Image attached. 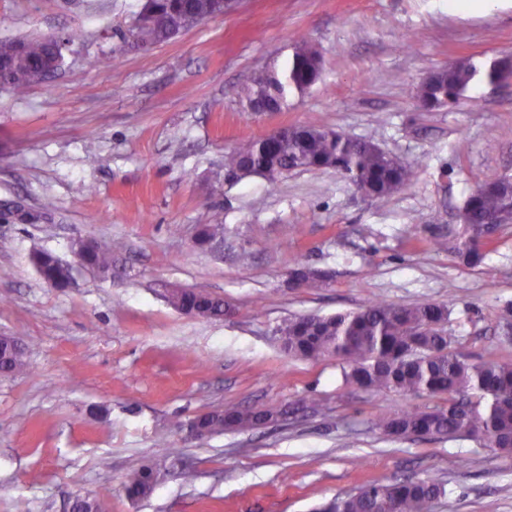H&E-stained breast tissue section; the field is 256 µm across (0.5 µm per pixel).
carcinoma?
I'll list each match as a JSON object with an SVG mask.
<instances>
[{
	"mask_svg": "<svg viewBox=\"0 0 512 512\" xmlns=\"http://www.w3.org/2000/svg\"><path fill=\"white\" fill-rule=\"evenodd\" d=\"M212 0H143L141 9L150 15L151 25L144 38L159 44L169 40L175 28L188 30L212 14ZM50 36L0 38V61L8 72L0 73L6 87L21 95L30 87V75L42 68L49 57ZM24 44L18 49L17 44ZM512 72L506 62L482 69L460 61L437 70L419 85L416 99L431 110L447 105L466 92L483 74L497 82ZM321 61L315 48L303 37L293 41V55L285 69L256 77L243 91L249 110L259 106L280 110L288 92L303 93L320 78ZM250 165L251 173L275 180L291 171L333 168L347 175L366 196L390 197L412 184L416 171L398 163L376 145L351 139L314 125H300L285 136L242 141L224 157V169L234 171ZM512 209V181L489 190L472 192L462 210L463 232L453 247L469 264L483 259L486 242L483 227L501 213ZM224 233L221 214L205 224L198 234L204 246ZM123 249L119 240L97 243L86 252L83 264L103 276L112 273L114 256ZM32 262L43 279L65 286L72 276L70 266L52 252L38 250ZM293 271L305 288H323L326 280L319 271L296 263ZM224 300L210 297L200 316L219 318ZM448 308L422 302L395 306L373 302L357 312L334 316H301L282 321L274 334L289 354L307 359L336 357L343 363L344 381L367 390L393 391L401 396H438L444 403L433 408L404 407L380 419L376 426L386 435L413 433L417 436H467L489 447L512 453V363L472 362L450 349L451 340L443 328ZM267 412L233 405L211 417L212 432H221L224 420L238 428H254ZM150 468L129 472L123 489L132 499L151 493ZM446 495L437 480L401 481L390 484L370 482L348 497H338L325 512H431L432 504Z\"/></svg>",
	"mask_w": 512,
	"mask_h": 512,
	"instance_id": "carcinoma-1",
	"label": "carcinoma"
}]
</instances>
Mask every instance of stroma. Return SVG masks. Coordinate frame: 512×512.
<instances>
[{
  "instance_id": "1",
  "label": "stroma",
  "mask_w": 512,
  "mask_h": 512,
  "mask_svg": "<svg viewBox=\"0 0 512 512\" xmlns=\"http://www.w3.org/2000/svg\"><path fill=\"white\" fill-rule=\"evenodd\" d=\"M139 4L0 0V37L69 40L51 80L21 96L0 87V336L25 361L0 374V512H69L98 494L103 512H319L405 478L445 483L432 512H512V455L384 436L378 418L404 397L344 385L336 358L289 356L274 334L292 317L429 301L450 310L453 350L512 362V223L477 266L432 246L455 242L475 185L512 178V83L479 78L432 111L414 98L448 64L512 58V0L471 15L448 0H233L147 50L130 38ZM296 35L319 52V81L281 111H248L242 87L283 69ZM305 124L371 142L418 177L384 200L335 170L225 178L236 142ZM18 204L37 221L17 219ZM217 212L222 244L194 246ZM86 237L124 243L111 277L78 267ZM37 250L72 265L69 287L41 279ZM299 260L328 271V287H293ZM170 287L231 311L182 314ZM232 405L274 420L203 438L183 427ZM142 466L158 482L133 501L122 481Z\"/></svg>"
}]
</instances>
